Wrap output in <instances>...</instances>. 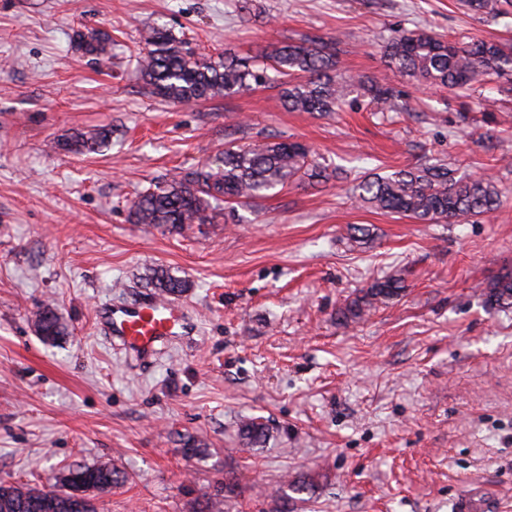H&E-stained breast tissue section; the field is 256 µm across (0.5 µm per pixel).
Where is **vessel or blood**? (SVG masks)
<instances>
[{"instance_id":"1","label":"vessel or blood","mask_w":512,"mask_h":512,"mask_svg":"<svg viewBox=\"0 0 512 512\" xmlns=\"http://www.w3.org/2000/svg\"><path fill=\"white\" fill-rule=\"evenodd\" d=\"M98 319L105 336L139 360L156 357L172 337L194 333L186 305L152 297L101 306Z\"/></svg>"}]
</instances>
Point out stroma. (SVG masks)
I'll return each instance as SVG.
<instances>
[{
    "mask_svg": "<svg viewBox=\"0 0 512 512\" xmlns=\"http://www.w3.org/2000/svg\"><path fill=\"white\" fill-rule=\"evenodd\" d=\"M159 24L200 52L255 55L341 36L337 70L401 90L404 112L363 101L290 112L277 89L172 104L138 72L141 30ZM106 28L112 61L76 50ZM512 40V13L461 0H0V482L41 484L74 463L128 474L100 512H195L224 472V512H274L287 480L313 489L288 512H512V309L484 291L512 270V99L414 85L382 57L396 31ZM105 125L109 146L57 139ZM301 142L341 168L239 208L238 221L178 232L132 224L150 182L216 162L230 140ZM420 160L494 175L496 216L421 224L357 207L354 179ZM364 243L351 242L355 228ZM190 283V339L136 364L96 330L98 306L154 295L146 269ZM402 295L358 323L340 311L373 280ZM53 304L66 336L44 343ZM271 437L247 449L240 420ZM208 453L187 458V440ZM463 2L474 13L491 18L509 13L506 7L512 9V0H464ZM35 323L39 335L46 343H55L59 336L64 334L60 319L55 308L46 305L35 313Z\"/></svg>",
    "mask_w": 512,
    "mask_h": 512,
    "instance_id": "35a3bbf8",
    "label": "stroma"
}]
</instances>
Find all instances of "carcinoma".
<instances>
[{
	"mask_svg": "<svg viewBox=\"0 0 512 512\" xmlns=\"http://www.w3.org/2000/svg\"><path fill=\"white\" fill-rule=\"evenodd\" d=\"M465 6L483 16L509 13L512 0H464ZM139 71L148 91L174 104L216 97H231L254 86L280 88V99L290 112H335L348 98H368L383 112H403L406 103L396 88L363 76L336 73L339 38L329 41L302 39L281 44L259 59L195 54L187 40L162 25L142 32ZM77 50L106 63L112 58V36L100 28L77 30ZM387 65L400 74L450 91L481 81H495L497 91L512 94V45L496 41L449 39L422 29L404 30L384 47ZM112 131L106 128L78 132L56 142L68 152H93L106 146ZM329 178L328 165L313 158L297 141L262 144L227 142L219 164L204 163L179 179L152 185L132 202V224H213L222 212L264 198L277 188ZM504 192L488 175L460 176L445 163L420 162L386 173H368L353 188V198L363 207L414 219L422 224L458 223L470 217L491 216L500 210ZM147 284L165 295L189 288L187 280L156 268L145 275ZM404 285L397 275L374 281L340 310L343 321L359 322L399 297ZM490 306L512 308V271L494 278L487 287ZM39 335L55 343L64 327L55 308L46 305L35 313ZM245 444L262 447L269 427L259 417L239 423ZM127 481L119 470L101 464L67 467L55 483L31 486L0 483V512H98L97 499ZM240 493L236 475L224 474L215 493L205 497L198 512H221L224 499Z\"/></svg>",
	"mask_w": 512,
	"mask_h": 512,
	"instance_id": "obj_1",
	"label": "carcinoma"
}]
</instances>
